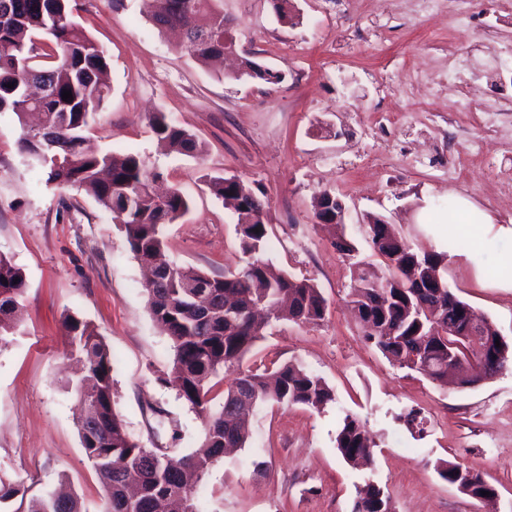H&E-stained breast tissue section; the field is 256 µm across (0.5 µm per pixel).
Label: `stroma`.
<instances>
[{"mask_svg":"<svg viewBox=\"0 0 512 512\" xmlns=\"http://www.w3.org/2000/svg\"><path fill=\"white\" fill-rule=\"evenodd\" d=\"M223 6L238 56L217 68L159 33L147 0H77L76 11L109 62L89 143L139 153L189 200L167 227L169 258L212 275L244 265L232 213L208 187L236 176L264 194L266 259L312 279L326 300L319 324L272 323L241 367L302 364L333 401L318 411L257 407L245 448L199 480L201 512H351L368 482L389 495L392 512H485L439 477L443 461L480 473L497 488L498 512H512V366L472 388L438 385L367 343L348 304L357 262L382 264L359 231L375 217L446 254L451 292L512 344V288L495 281L512 238L454 250L434 226L458 194L512 224V0H292L288 25L270 0ZM459 13L468 25L455 23ZM241 56L283 82L234 79ZM457 59L466 70L453 90ZM460 97L467 110H449ZM158 111L201 141L200 157L160 148L149 125ZM21 135L14 113H0V253L26 279L21 325L0 342V474L22 481L24 494L0 512H27L61 477L85 512H98L104 491L77 430L65 316L105 338L115 408L133 440L184 455L203 423L168 381L171 341L151 318L123 225L85 190L47 182L21 153ZM325 190L346 207L354 255L338 253L334 226L314 218ZM412 409L421 429L404 421ZM348 414L375 441L370 466L352 467L336 450Z\"/></svg>","mask_w":512,"mask_h":512,"instance_id":"35a3bbf8","label":"stroma"}]
</instances>
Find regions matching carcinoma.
<instances>
[{"label":"carcinoma","mask_w":512,"mask_h":512,"mask_svg":"<svg viewBox=\"0 0 512 512\" xmlns=\"http://www.w3.org/2000/svg\"><path fill=\"white\" fill-rule=\"evenodd\" d=\"M76 0H0V113L21 118L37 111L40 125L20 139L26 153L36 148L48 156L39 164L46 182L91 193L112 219L123 224L134 257L151 263L165 247L164 227L189 208L178 189L154 191L162 173L137 153L99 152L86 146L84 130L102 106L108 87L103 49L76 20ZM150 21L163 32L178 28L180 47L201 64L224 55L227 19L222 0H152ZM242 74L278 85L284 81L268 65L245 57ZM69 91L72 98L63 101ZM160 147L167 153L199 156L197 138L159 111L150 119ZM216 198L231 205L240 247L249 256L239 270L213 276L191 266L165 264L145 291L150 315L172 341L170 375L183 400L204 423L203 438L191 453L176 457L166 448H147L133 441L112 400V355L104 337L90 323L68 315L64 326L71 345L84 360L85 373L76 392L81 404L77 427L81 446L104 490L100 512H198L196 490L182 478L186 467L204 475L229 448H243L247 431L242 419L254 408L274 403L319 410L334 399L324 380L294 362L273 373L240 370V363L263 336L269 319L316 325L326 301L307 278L276 270L263 258L268 227L260 196L238 177H214ZM364 238L388 261L386 273L358 277L351 289L352 308L368 312L378 331L367 336L392 364L415 370L429 361L432 380L448 381V360L470 379L480 361L448 325L464 320L470 306L450 295L437 303L418 288V281L441 272L445 255L421 251L380 220L366 226ZM25 275L11 258L0 254V341L17 319L25 294ZM233 374L219 408L209 397L210 381L219 371ZM336 450L348 461L370 458L375 442L365 425L347 415L336 433ZM439 476L451 485L467 482L477 497L496 488L459 463L444 461ZM21 492V484L0 475V504ZM27 512H82L77 499L44 492L30 501ZM353 512H389L388 495L368 482L357 491Z\"/></svg>","instance_id":"1"}]
</instances>
